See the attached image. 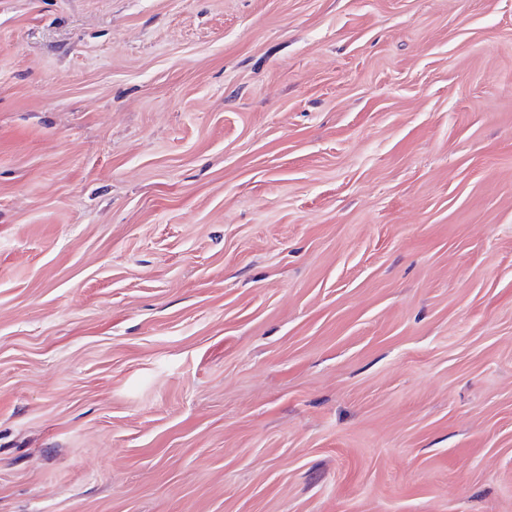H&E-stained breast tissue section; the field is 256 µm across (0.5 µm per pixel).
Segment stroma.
<instances>
[{
  "instance_id": "1",
  "label": "stroma",
  "mask_w": 512,
  "mask_h": 512,
  "mask_svg": "<svg viewBox=\"0 0 512 512\" xmlns=\"http://www.w3.org/2000/svg\"><path fill=\"white\" fill-rule=\"evenodd\" d=\"M0 512H512V0H0Z\"/></svg>"
}]
</instances>
